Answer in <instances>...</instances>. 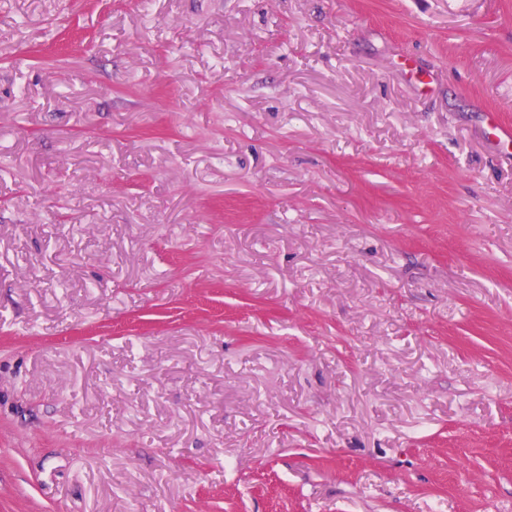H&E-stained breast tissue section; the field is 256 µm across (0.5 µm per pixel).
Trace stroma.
<instances>
[{
  "label": "stroma",
  "instance_id": "1",
  "mask_svg": "<svg viewBox=\"0 0 512 512\" xmlns=\"http://www.w3.org/2000/svg\"><path fill=\"white\" fill-rule=\"evenodd\" d=\"M512 0H0V512H512Z\"/></svg>",
  "mask_w": 512,
  "mask_h": 512
}]
</instances>
